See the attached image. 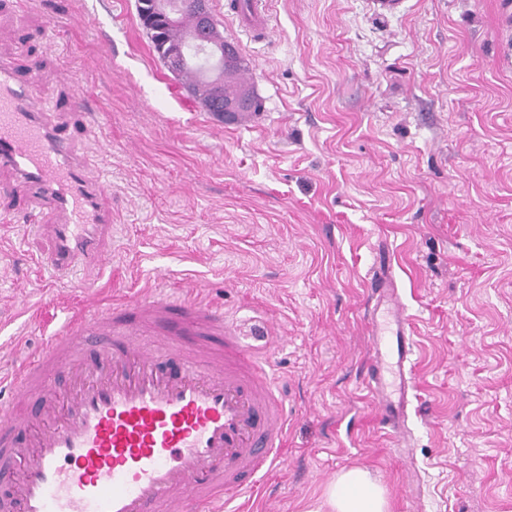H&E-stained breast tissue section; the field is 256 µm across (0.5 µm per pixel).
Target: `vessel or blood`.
Instances as JSON below:
<instances>
[{"label": "vessel or blood", "instance_id": "obj_1", "mask_svg": "<svg viewBox=\"0 0 512 512\" xmlns=\"http://www.w3.org/2000/svg\"><path fill=\"white\" fill-rule=\"evenodd\" d=\"M231 13L246 35L267 36L268 0H242ZM77 136L49 121L33 79L0 61V170L13 174L62 276L111 259L105 185L75 153ZM369 288L367 388L405 448L412 327L382 277ZM57 373L66 395L51 386ZM287 426L270 372L213 306L148 296L105 307L93 297L0 401V512H217L279 462Z\"/></svg>", "mask_w": 512, "mask_h": 512}]
</instances>
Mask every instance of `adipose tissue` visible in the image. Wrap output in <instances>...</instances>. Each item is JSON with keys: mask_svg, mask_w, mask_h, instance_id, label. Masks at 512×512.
Instances as JSON below:
<instances>
[{"mask_svg": "<svg viewBox=\"0 0 512 512\" xmlns=\"http://www.w3.org/2000/svg\"><path fill=\"white\" fill-rule=\"evenodd\" d=\"M323 499L327 512H387L382 486L360 467L341 471L326 486Z\"/></svg>", "mask_w": 512, "mask_h": 512, "instance_id": "1", "label": "adipose tissue"}]
</instances>
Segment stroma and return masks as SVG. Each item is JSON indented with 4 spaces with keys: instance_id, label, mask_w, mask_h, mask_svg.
<instances>
[{
    "instance_id": "35a3bbf8",
    "label": "stroma",
    "mask_w": 512,
    "mask_h": 512,
    "mask_svg": "<svg viewBox=\"0 0 512 512\" xmlns=\"http://www.w3.org/2000/svg\"><path fill=\"white\" fill-rule=\"evenodd\" d=\"M239 33L262 103L224 127L154 52L136 0H0V59L33 76L106 185L102 270L58 278L0 223V376L85 289L222 309L292 409L251 512H312L364 468L389 512H512V0H269ZM386 254L417 345L402 453L366 388Z\"/></svg>"
}]
</instances>
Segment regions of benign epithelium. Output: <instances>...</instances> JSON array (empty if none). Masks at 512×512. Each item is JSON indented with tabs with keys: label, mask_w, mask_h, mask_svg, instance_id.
<instances>
[{
	"label": "benign epithelium",
	"mask_w": 512,
	"mask_h": 512,
	"mask_svg": "<svg viewBox=\"0 0 512 512\" xmlns=\"http://www.w3.org/2000/svg\"><path fill=\"white\" fill-rule=\"evenodd\" d=\"M188 7L194 10L199 29L191 36L187 46L170 47L162 62L174 75L191 66L193 60L205 63L213 97L203 100L202 105L222 121L224 113L236 112L240 107L252 104L253 100L245 94L224 96V70L240 67L244 65V60L235 44L213 36L216 22L209 0H154L151 11L143 13L142 21L151 28L156 26L158 20L172 24Z\"/></svg>",
	"instance_id": "7a95c632"
}]
</instances>
